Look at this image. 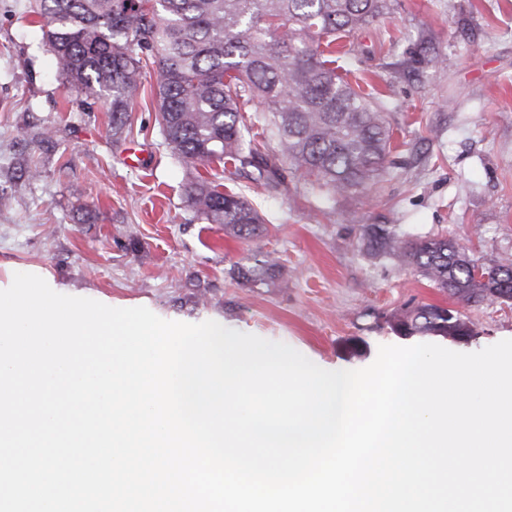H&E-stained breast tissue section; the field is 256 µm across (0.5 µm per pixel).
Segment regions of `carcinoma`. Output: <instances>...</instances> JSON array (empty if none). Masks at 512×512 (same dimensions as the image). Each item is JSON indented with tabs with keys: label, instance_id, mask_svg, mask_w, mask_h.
Wrapping results in <instances>:
<instances>
[{
	"label": "carcinoma",
	"instance_id": "cac0c4a2",
	"mask_svg": "<svg viewBox=\"0 0 512 512\" xmlns=\"http://www.w3.org/2000/svg\"><path fill=\"white\" fill-rule=\"evenodd\" d=\"M30 2L59 75L71 89L105 98L116 135L127 125L140 70L152 62L161 133L184 163L222 161L234 175L251 167L270 193L284 162L335 195L374 185L386 170L385 107L342 75L361 59L352 46L336 51V40L387 14L389 0ZM186 194L207 223L245 239L258 235L259 212L220 178H195ZM359 241L369 256L416 269L460 302L512 300V258L480 262L448 237L413 238L396 224H362ZM238 278L288 285L271 255L238 269ZM393 329L461 340L476 334L459 311L433 304L395 317Z\"/></svg>",
	"mask_w": 512,
	"mask_h": 512
}]
</instances>
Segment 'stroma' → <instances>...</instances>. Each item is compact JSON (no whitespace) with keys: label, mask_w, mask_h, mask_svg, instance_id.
I'll use <instances>...</instances> for the list:
<instances>
[{"label":"stroma","mask_w":512,"mask_h":512,"mask_svg":"<svg viewBox=\"0 0 512 512\" xmlns=\"http://www.w3.org/2000/svg\"><path fill=\"white\" fill-rule=\"evenodd\" d=\"M355 43L357 80L376 89L393 129L385 176L331 198L290 172L273 194L238 174L265 220L258 237L242 239L187 201L192 177L224 167L170 155L156 122V66L140 76L131 132L113 138L104 99L58 75L28 0H0V279L39 266L69 295L213 320L332 371L367 367L382 345L423 343L392 329L421 303L458 307L474 322L469 341L435 337L447 349L512 339V302L458 304L359 243L361 224H397L453 237L483 262L512 257V0H391ZM43 130L51 138L35 141ZM269 254L287 287L238 281V268Z\"/></svg>","instance_id":"1"}]
</instances>
